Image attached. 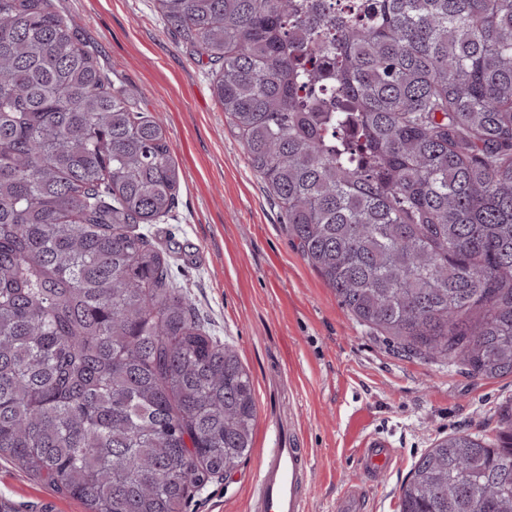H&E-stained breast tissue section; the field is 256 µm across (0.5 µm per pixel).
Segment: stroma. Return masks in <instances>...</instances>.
<instances>
[{
    "instance_id": "1",
    "label": "stroma",
    "mask_w": 512,
    "mask_h": 512,
    "mask_svg": "<svg viewBox=\"0 0 512 512\" xmlns=\"http://www.w3.org/2000/svg\"><path fill=\"white\" fill-rule=\"evenodd\" d=\"M76 19L99 63L161 113L182 177L172 218L150 225L178 285L212 335L250 372L258 409L253 448L230 476L195 491L185 512H250L259 466L289 425L311 450L309 512H339L346 484L365 512H399L414 462L440 437L495 429L512 410V375L485 379L462 365L402 352L360 325L291 243L277 202L246 159L198 60L154 0H55ZM395 448L392 469L370 480L344 454L349 416ZM0 512H86L18 465L0 459Z\"/></svg>"
}]
</instances>
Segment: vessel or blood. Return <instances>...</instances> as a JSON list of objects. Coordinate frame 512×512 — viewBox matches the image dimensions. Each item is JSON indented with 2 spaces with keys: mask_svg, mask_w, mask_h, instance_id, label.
Listing matches in <instances>:
<instances>
[{
  "mask_svg": "<svg viewBox=\"0 0 512 512\" xmlns=\"http://www.w3.org/2000/svg\"><path fill=\"white\" fill-rule=\"evenodd\" d=\"M365 416L356 414L349 421L356 435L354 453L363 470L384 474L395 462V451L387 443L368 434ZM311 478V452L297 428L269 450L256 476L252 512H307L305 490Z\"/></svg>",
  "mask_w": 512,
  "mask_h": 512,
  "instance_id": "b4317fda",
  "label": "vessel or blood"
}]
</instances>
